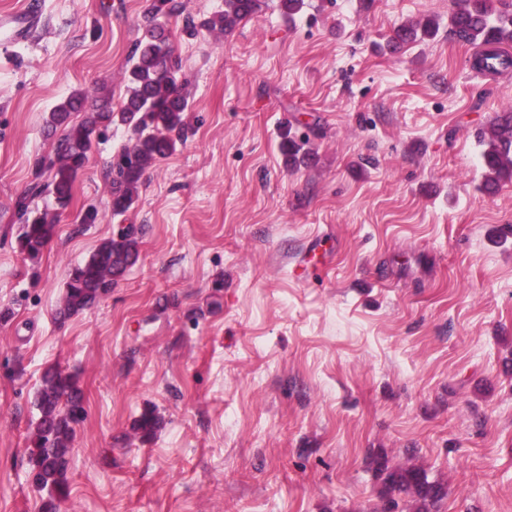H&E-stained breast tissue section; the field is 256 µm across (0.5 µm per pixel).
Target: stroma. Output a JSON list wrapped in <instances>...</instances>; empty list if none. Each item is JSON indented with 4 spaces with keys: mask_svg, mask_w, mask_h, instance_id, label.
Here are the masks:
<instances>
[{
    "mask_svg": "<svg viewBox=\"0 0 512 512\" xmlns=\"http://www.w3.org/2000/svg\"><path fill=\"white\" fill-rule=\"evenodd\" d=\"M43 2L31 42L0 47V512H42L26 450L52 364L86 407L56 512H376L373 450L447 483L438 512H512V183L482 193L478 139L512 68H474L454 0L292 18L264 0L227 33L205 25L224 0H182L166 26L191 134L117 217L107 165L133 134L107 130L33 268L14 202L52 151L45 120L75 90L124 99L146 6ZM429 17L435 38L391 52ZM288 130L312 164L286 168ZM121 223L143 227L138 263L58 322L71 269ZM164 419L154 409H144L134 418L131 429L142 439L152 438L163 427Z\"/></svg>",
    "mask_w": 512,
    "mask_h": 512,
    "instance_id": "1",
    "label": "stroma"
}]
</instances>
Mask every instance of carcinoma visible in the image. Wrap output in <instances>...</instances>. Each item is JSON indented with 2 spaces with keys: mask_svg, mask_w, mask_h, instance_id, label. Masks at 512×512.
Segmentation results:
<instances>
[{
  "mask_svg": "<svg viewBox=\"0 0 512 512\" xmlns=\"http://www.w3.org/2000/svg\"><path fill=\"white\" fill-rule=\"evenodd\" d=\"M505 0H458L448 16V31L457 41L480 48L476 62L492 72L512 67L506 46L512 42V12L503 8ZM261 8V0H224V11L206 21L210 27L228 31ZM176 11L174 0H149L144 11V28L129 55L127 92L116 110L105 100L83 90L72 92L54 106L46 120L47 135L55 138L52 154L35 162L34 181L29 188L35 196L43 191L53 195L56 205L70 204L78 175L84 170L96 140L109 127L122 124L131 129L133 142L112 155L106 176L110 181L112 214L122 216L134 208L146 171L160 158L175 151L191 131L186 121L189 101L186 79L180 75L170 31L162 19ZM405 41L432 37L439 30L434 19L418 25L399 26ZM84 113L76 123L72 114ZM484 169L482 190L492 196L502 184L512 182V107L503 111L481 136ZM306 139L282 137V154L288 168L298 167L310 156L303 150ZM50 182L40 183L43 171ZM23 221L17 237L20 253L36 262L57 233L58 214L29 210V197L15 202ZM142 228L125 224L104 239L83 263L74 266L56 315L61 322L91 308L108 295L139 260ZM33 406L38 418L30 432L29 471L34 485L48 493L43 512H55V501L67 496L70 488L69 463L75 426L85 415L84 395L78 381L56 366L47 367L35 394ZM164 419L154 409H145L134 418L131 429L142 439L153 437ZM375 476L381 482L382 512H397L395 495L406 494L414 502V512H436L446 496L445 487L429 479L425 469L398 466L387 456L369 454Z\"/></svg>",
  "mask_w": 512,
  "mask_h": 512,
  "instance_id": "carcinoma-1",
  "label": "carcinoma"
}]
</instances>
